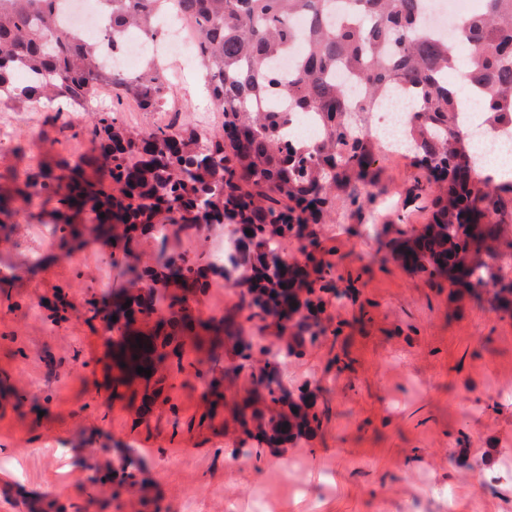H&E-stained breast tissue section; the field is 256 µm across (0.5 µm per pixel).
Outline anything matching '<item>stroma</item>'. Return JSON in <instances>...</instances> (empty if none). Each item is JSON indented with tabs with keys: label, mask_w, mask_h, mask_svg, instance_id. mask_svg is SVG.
Segmentation results:
<instances>
[{
	"label": "stroma",
	"mask_w": 512,
	"mask_h": 512,
	"mask_svg": "<svg viewBox=\"0 0 512 512\" xmlns=\"http://www.w3.org/2000/svg\"><path fill=\"white\" fill-rule=\"evenodd\" d=\"M181 112L201 122L212 105L198 65L173 87ZM19 148L0 162V186L28 167L39 112H12ZM378 221L332 230L342 267L360 271L356 304L339 311L352 361L349 372L324 376L322 355L291 359L286 380L327 378L332 420L307 444L260 456L234 457L224 434L243 393L210 409L193 370L168 374L169 402L139 416L140 401L120 387L111 406L98 402L118 376L99 322L83 318L46 329L22 311L0 319V512H27L38 492L61 503H83L87 472L73 444L96 430L97 444L131 446L145 462L150 490L169 512H512V482L480 487L481 477L512 473V413H499L497 395L512 397V320L449 288L432 287L396 263L380 264ZM108 249L92 244L77 260L61 256L34 268L13 251L0 266L15 273L0 302L41 295L62 286L74 305L89 287L121 281ZM190 313L223 321L243 319L220 288L189 294ZM464 449L480 461L472 471L450 463Z\"/></svg>",
	"instance_id": "obj_1"
}]
</instances>
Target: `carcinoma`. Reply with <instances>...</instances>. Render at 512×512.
Wrapping results in <instances>:
<instances>
[{
	"mask_svg": "<svg viewBox=\"0 0 512 512\" xmlns=\"http://www.w3.org/2000/svg\"><path fill=\"white\" fill-rule=\"evenodd\" d=\"M102 2L112 29L155 39L157 0ZM175 2L200 32L199 61L219 119L204 133L170 111L164 69L151 65L128 74L80 36L54 34L57 0H0V103L24 111L31 99L59 102L31 144L55 150L62 144V114L75 112L71 139L88 138L94 152L73 164L55 150V165L40 160L25 180L12 179L10 195L0 194V242L18 249L14 225L34 221L52 225V247L65 255L92 240L121 251L120 258L110 253V260L125 270L127 286L112 293L88 289L86 322L97 320L104 332L118 334L122 382L144 380L143 402L158 397L165 381L136 372L150 354L172 360L179 373L194 366L184 363L185 342L162 333L189 318L187 298L168 293L169 286L203 294L208 281L222 279L238 287L237 310L247 315L227 332L224 355L237 365L195 369L203 397L244 391L235 423L258 448L294 447L321 433L331 419L329 390L312 388L309 379L289 386L284 370L289 358L310 350L323 352L327 375L350 368L339 345L343 322L325 316V302L341 308L357 300L358 278L341 269L333 260L336 248L326 246L338 211L360 224L384 214L376 232L382 261L399 263L431 287L446 282L455 296L481 301L492 289L491 307L512 317V183L469 164L462 128L465 100L476 97L492 114L493 129L512 130V0H483L478 16L460 21L458 37L472 46L465 60L421 25L426 0H348L337 22L335 0ZM296 18L305 26L298 27ZM294 45L300 63L283 82L272 65ZM17 64L44 82H16ZM338 65L360 84V103H351L333 79ZM108 83L118 89L112 107L88 111L97 87ZM275 88L288 111L257 107ZM392 91L411 103L410 148L403 156L416 173L390 206L381 183L392 152L373 141L370 128L377 100ZM130 103L166 119L143 129L127 119ZM291 112L316 114L323 127L318 142L285 140ZM417 216L424 222L413 223ZM199 224L238 225L245 247L221 267L174 249ZM155 225L164 230L154 238L157 259L142 261L133 244ZM287 238L300 244L307 266L280 259ZM41 307L54 323L74 310L61 287ZM138 319L155 321V334L131 331ZM86 469L87 504L41 499L29 512L148 505L142 462L129 450L118 447L116 457Z\"/></svg>",
	"mask_w": 512,
	"mask_h": 512,
	"instance_id": "cac0c4a2",
	"label": "carcinoma"
}]
</instances>
